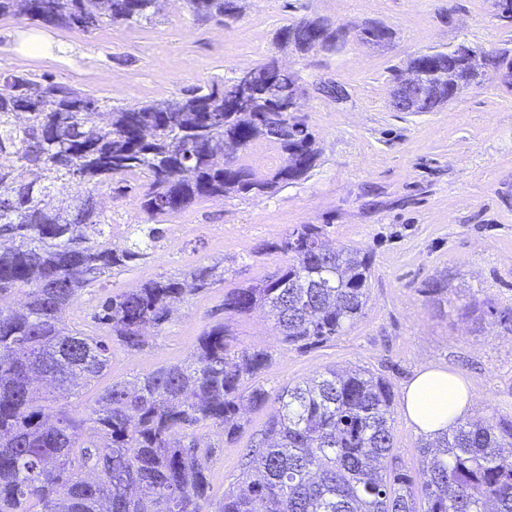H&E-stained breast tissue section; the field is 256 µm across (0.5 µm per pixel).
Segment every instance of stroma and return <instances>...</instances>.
<instances>
[{
  "mask_svg": "<svg viewBox=\"0 0 512 512\" xmlns=\"http://www.w3.org/2000/svg\"><path fill=\"white\" fill-rule=\"evenodd\" d=\"M231 24L196 20L184 0H161L151 23L103 26L79 33L26 19L0 18V73L49 76L101 99L130 107L171 98L231 77L278 55L307 92L300 114L315 136L316 166L302 179L268 193L203 197L174 216L148 218L136 182L96 193L114 226L105 237L124 247L130 224L152 223L163 237L138 259L84 289L65 315L71 329L102 335L94 319L101 301L148 280L204 262L223 275L213 288L189 295L162 329H147V344L130 351L112 344L99 382L71 397L73 409L91 406L101 387L184 361L209 325L223 323L231 351L261 349L270 360L256 375L269 392L328 368L366 369L391 383L397 464L421 468L419 434L402 416L403 389L415 375L441 368L461 375L472 392L469 419L512 413V88L494 70L483 72L456 99L435 112H398L390 79L414 55L463 44L489 52L512 50L493 0H241ZM335 24L380 21L392 31L381 46L350 36L328 53H277L276 31L301 19ZM45 49L26 51L32 37ZM324 224L334 246L372 258L369 298L361 317L323 343L297 348L282 342L260 311L233 316L224 295L255 283L288 263L274 250L294 225ZM444 289L428 293L432 282ZM495 317L463 315L466 302ZM247 409L233 439L222 429H198L212 445L210 500L237 484L240 458L271 413Z\"/></svg>",
  "mask_w": 512,
  "mask_h": 512,
  "instance_id": "stroma-1",
  "label": "stroma"
}]
</instances>
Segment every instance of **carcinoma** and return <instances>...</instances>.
Instances as JSON below:
<instances>
[{
  "instance_id": "carcinoma-1",
  "label": "carcinoma",
  "mask_w": 512,
  "mask_h": 512,
  "mask_svg": "<svg viewBox=\"0 0 512 512\" xmlns=\"http://www.w3.org/2000/svg\"><path fill=\"white\" fill-rule=\"evenodd\" d=\"M198 19L239 16L237 0H185ZM24 17L68 31L152 22V0H0V18ZM379 44L382 23L355 25ZM350 26L302 19L277 42L299 53L341 49ZM512 66L509 53L421 52L417 111L454 99L484 66ZM306 88L275 64L251 69L244 94L235 78L183 96L101 112L99 100L25 73L0 75V296L19 291L18 309L0 307V512H512V415L459 423L418 448L419 475L395 463L393 391L364 370L328 368L276 394L243 389L264 368L262 350L230 352L224 323L204 328L190 356L104 388L77 415L66 403L79 383L103 377L109 345L71 330L63 315L79 292L140 256L161 236L118 248L100 240L109 217L94 192L130 177L142 211L176 215L202 197L266 192L316 166L305 120L288 111ZM258 142L274 144L281 164L260 179L241 164ZM288 264L224 295V312L265 309L283 341L296 346L338 335L363 312L371 257L338 250L323 224H298L277 245ZM217 281L204 263L105 299L95 319L112 341L136 349L148 327L169 322L175 305ZM278 403L244 455L238 483L210 509V446L195 429L239 428L244 404ZM54 404L43 419V404ZM91 427L98 439L79 444Z\"/></svg>"
}]
</instances>
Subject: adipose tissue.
<instances>
[{
  "instance_id": "ef3b65f1",
  "label": "adipose tissue",
  "mask_w": 512,
  "mask_h": 512,
  "mask_svg": "<svg viewBox=\"0 0 512 512\" xmlns=\"http://www.w3.org/2000/svg\"><path fill=\"white\" fill-rule=\"evenodd\" d=\"M471 399L461 376L443 369H426L407 386L403 415L422 434L434 438L465 418Z\"/></svg>"
}]
</instances>
